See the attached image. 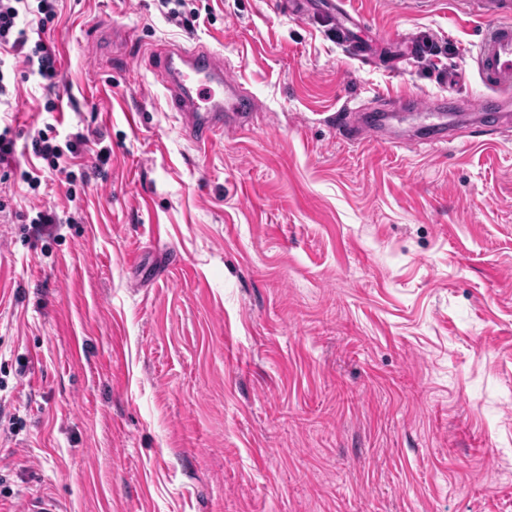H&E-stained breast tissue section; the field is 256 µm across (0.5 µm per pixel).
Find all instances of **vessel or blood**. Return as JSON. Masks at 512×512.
<instances>
[{"mask_svg":"<svg viewBox=\"0 0 512 512\" xmlns=\"http://www.w3.org/2000/svg\"><path fill=\"white\" fill-rule=\"evenodd\" d=\"M473 10L488 24L475 63L489 91L485 102L491 111L464 118L432 105L424 107L425 116L435 121L431 139L435 145L447 143L462 128L474 138L490 129L499 134L512 132V0H473ZM158 70L164 85L173 90V104L198 147H207L218 135L242 129L250 118L242 87L229 79L223 61L209 51L168 49ZM411 104L409 95L391 97L375 122L362 116L351 122L340 114L336 127L358 139L374 138Z\"/></svg>","mask_w":512,"mask_h":512,"instance_id":"b4317fda","label":"vessel or blood"}]
</instances>
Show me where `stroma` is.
Here are the masks:
<instances>
[{
    "mask_svg": "<svg viewBox=\"0 0 512 512\" xmlns=\"http://www.w3.org/2000/svg\"><path fill=\"white\" fill-rule=\"evenodd\" d=\"M184 2L191 31L158 0H57L51 112L5 59L0 512H512V135L334 120L398 93L474 111L484 24L464 0ZM161 47L222 58L252 129L198 148ZM42 130L87 136L66 174ZM387 112H380L374 123L367 122L364 114L359 113L357 120L353 123L349 122L347 113L353 109L347 108L344 112H336V127L339 131L343 130L348 135L357 139L377 138L378 134L384 130L393 120L399 118V113L406 112V109L414 103V99H410L407 94H401L396 97H387ZM49 141L46 133L38 132V136L32 141L34 154L47 160L52 170L63 173L66 171V166H61V163L66 164L67 159L63 158L64 153L60 148L57 145H52Z\"/></svg>",
    "mask_w": 512,
    "mask_h": 512,
    "instance_id": "1",
    "label": "stroma"
}]
</instances>
